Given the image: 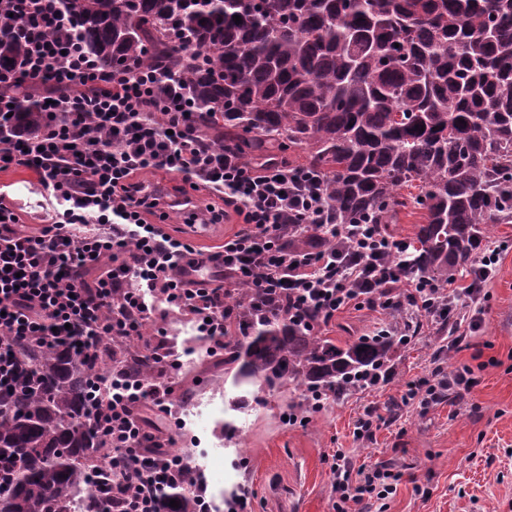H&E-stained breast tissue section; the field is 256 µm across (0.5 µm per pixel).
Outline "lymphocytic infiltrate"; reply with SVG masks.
Returning <instances> with one entry per match:
<instances>
[{
  "label": "lymphocytic infiltrate",
  "instance_id": "1",
  "mask_svg": "<svg viewBox=\"0 0 512 512\" xmlns=\"http://www.w3.org/2000/svg\"><path fill=\"white\" fill-rule=\"evenodd\" d=\"M0 27L18 31L29 48L18 70L0 71V170L34 172L56 202L52 222L33 230L0 200L1 336L85 346L101 338L143 340L164 303L193 310L200 334L220 350L231 315L224 296L232 290L289 292L298 307H320L330 319L361 299L362 288L396 284L404 285L410 305L451 317L449 349H460V327H481L484 285L496 274L501 246L485 244L468 265L466 286L449 291L441 305L433 300L438 284L404 275L388 261L404 241L381 237L373 224L338 227L342 246L333 254L290 257L280 239L292 213L303 212L302 231L324 226L320 195L297 191L304 171L273 158L252 166L209 146L169 78L109 71L85 56L74 18L58 0H0ZM33 92L43 117L34 132L10 111ZM152 169L180 175L223 201V209L193 213L192 223L220 224L232 214L245 231L203 254L152 223L157 203L134 180ZM478 383L471 366L450 373L438 364L409 383L401 404L425 413ZM101 387L108 397L94 418L110 461L92 473L103 486L102 512H165L162 490L187 475L195 497L204 499L207 484L191 459L165 448L139 417L145 409L167 412L168 389L143 388L117 370ZM330 470L333 512L355 505L368 512L403 477L391 461L352 467L341 450Z\"/></svg>",
  "mask_w": 512,
  "mask_h": 512
}]
</instances>
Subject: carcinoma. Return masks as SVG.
Listing matches in <instances>:
<instances>
[{"mask_svg": "<svg viewBox=\"0 0 512 512\" xmlns=\"http://www.w3.org/2000/svg\"><path fill=\"white\" fill-rule=\"evenodd\" d=\"M76 39L102 68L167 74L213 142L243 154L258 144L301 147L298 168L317 182L329 229L288 225L294 255L329 253L336 226L425 212L401 270L445 285L460 274L493 224L512 223V0H61ZM241 17V23L233 16ZM23 41L0 32V68L23 60ZM464 123H458V120ZM424 127L420 132L415 126ZM253 133L255 139L247 138ZM407 186L417 190L399 193ZM224 335V369L236 384H294L304 415L390 374L408 336L383 330L341 344L320 333L311 308L240 290ZM14 368L0 382V512H81L100 499L87 463L108 450L92 409L95 382L120 366L149 383L157 372L140 344L12 341ZM198 512L184 481L167 489Z\"/></svg>", "mask_w": 512, "mask_h": 512, "instance_id": "obj_1", "label": "carcinoma"}]
</instances>
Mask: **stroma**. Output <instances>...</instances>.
<instances>
[{
    "label": "stroma",
    "instance_id": "35a3bbf8",
    "mask_svg": "<svg viewBox=\"0 0 512 512\" xmlns=\"http://www.w3.org/2000/svg\"><path fill=\"white\" fill-rule=\"evenodd\" d=\"M137 180L147 193L170 201L164 228L174 235L185 222L187 204L217 202L162 170L139 173ZM1 183L20 189L14 208L22 221L50 222L53 204L35 174L11 168L0 171ZM489 239L502 244L503 251L487 285L484 322L467 333L465 350L445 351L448 331L442 318L417 312L406 321L389 310L351 302L322 324L323 335L343 342L397 328L410 341L395 353L386 383L331 403L305 424L285 419L298 390H255L243 405L224 373L223 353L192 356L161 378L172 393L171 412L159 425L174 437L175 452L208 461V488L245 496L248 512H331L327 457L336 449L356 467L383 460L411 466L429 487L424 499L401 480L385 512H512V370L504 366L512 356V223L493 225ZM475 348L487 364L470 394L442 401L424 414L406 409L396 422L377 430L373 441L354 438V424L366 409L388 416L407 384L426 376L433 362L452 372L469 362Z\"/></svg>",
    "mask_w": 512,
    "mask_h": 512
}]
</instances>
